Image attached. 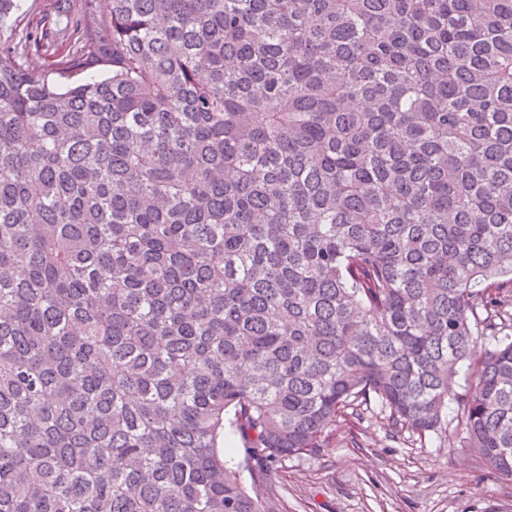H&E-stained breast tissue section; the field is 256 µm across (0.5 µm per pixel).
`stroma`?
<instances>
[{"instance_id":"35a3bbf8","label":"stroma","mask_w":512,"mask_h":512,"mask_svg":"<svg viewBox=\"0 0 512 512\" xmlns=\"http://www.w3.org/2000/svg\"><path fill=\"white\" fill-rule=\"evenodd\" d=\"M78 0H19L20 29L48 16L65 47ZM460 428L419 443L376 419L343 424L316 456H293L281 474L278 512H512V480L458 447Z\"/></svg>"}]
</instances>
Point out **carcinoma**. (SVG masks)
<instances>
[{
  "mask_svg": "<svg viewBox=\"0 0 512 512\" xmlns=\"http://www.w3.org/2000/svg\"><path fill=\"white\" fill-rule=\"evenodd\" d=\"M51 47L0 42V512H277L339 424L451 408L512 479V0H107Z\"/></svg>",
  "mask_w": 512,
  "mask_h": 512,
  "instance_id": "cac0c4a2",
  "label": "carcinoma"
}]
</instances>
